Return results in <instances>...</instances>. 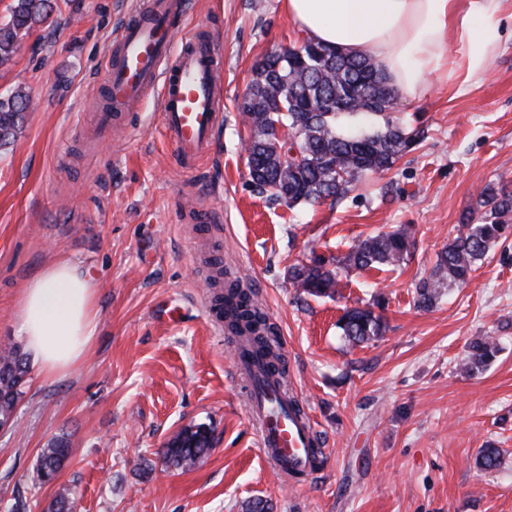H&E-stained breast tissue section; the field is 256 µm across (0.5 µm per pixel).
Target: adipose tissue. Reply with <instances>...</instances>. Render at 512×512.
Wrapping results in <instances>:
<instances>
[{
    "mask_svg": "<svg viewBox=\"0 0 512 512\" xmlns=\"http://www.w3.org/2000/svg\"><path fill=\"white\" fill-rule=\"evenodd\" d=\"M313 42L349 57L370 56L405 98L428 95L432 80L482 78L501 40L499 16L512 0H282ZM458 42L459 59L448 46ZM25 350L45 377L67 374L95 334V288L77 265L56 261L23 289Z\"/></svg>",
    "mask_w": 512,
    "mask_h": 512,
    "instance_id": "1",
    "label": "adipose tissue"
}]
</instances>
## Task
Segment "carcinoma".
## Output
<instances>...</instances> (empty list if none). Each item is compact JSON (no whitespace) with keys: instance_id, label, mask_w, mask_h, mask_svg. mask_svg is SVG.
I'll return each instance as SVG.
<instances>
[{"instance_id":"obj_1","label":"carcinoma","mask_w":512,"mask_h":512,"mask_svg":"<svg viewBox=\"0 0 512 512\" xmlns=\"http://www.w3.org/2000/svg\"><path fill=\"white\" fill-rule=\"evenodd\" d=\"M52 9V0H13L8 20L0 22V67L11 63L24 39ZM252 73L240 103L249 128L247 165L252 183L274 202L290 207L336 202L360 177L390 170L419 138V132H407L388 121L372 132L353 124L338 125L343 116L383 117L389 112L395 91L370 57H345L305 39L298 48L267 54ZM30 103L29 94L21 90L0 94V147L15 141ZM293 150L298 151L295 157L290 156ZM511 227L512 191L484 189L477 207L462 214L458 236L438 254L430 275L416 284V306L428 310L447 288L467 283L476 263ZM415 232L407 224L360 238L345 254L316 256L308 264L292 267L290 280L306 294L332 297L343 272L405 263ZM213 305L224 315L227 328L246 338L262 360L265 380L277 383L284 378L278 337L253 292L228 280L215 292ZM339 329L346 340L361 344L383 335L385 324L372 308L355 307L344 312ZM498 352V344L489 336L472 340L469 370H483ZM26 375L19 347L1 346L0 426L14 425ZM212 447L210 427L189 425L168 440L162 455L168 466L184 470L202 463ZM70 455L68 439L52 440L37 460L34 481L55 480ZM478 461L481 467L494 469L500 463V450L482 448Z\"/></svg>"}]
</instances>
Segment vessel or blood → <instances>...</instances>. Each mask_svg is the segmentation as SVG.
I'll return each instance as SVG.
<instances>
[{
  "label": "vessel or blood",
  "instance_id": "vessel-or-blood-1",
  "mask_svg": "<svg viewBox=\"0 0 512 512\" xmlns=\"http://www.w3.org/2000/svg\"><path fill=\"white\" fill-rule=\"evenodd\" d=\"M189 0H149L126 21L102 64L108 103L91 108L102 130L134 109L147 90H156L165 137L184 168L206 160L223 119L224 52L209 30L197 27L178 38L175 22L187 12ZM181 48H174V39ZM236 340L234 362L240 376L251 379L249 412L259 431L260 446L279 473L293 478L313 476L317 467L309 450L317 441L306 416L278 405L282 391L262 383L259 360L245 355Z\"/></svg>",
  "mask_w": 512,
  "mask_h": 512
}]
</instances>
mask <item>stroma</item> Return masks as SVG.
<instances>
[{
    "label": "stroma",
    "instance_id": "obj_1",
    "mask_svg": "<svg viewBox=\"0 0 512 512\" xmlns=\"http://www.w3.org/2000/svg\"><path fill=\"white\" fill-rule=\"evenodd\" d=\"M145 2L54 0L0 69V93L31 96L20 136L0 148V346L22 345L19 296L52 261L88 271L97 294L82 361L56 379L28 373L16 423L0 430V512L19 498L43 512L62 492L72 512H247L257 500L272 512H512V234L435 307L414 299L480 191L512 187V17L480 80L396 97L392 119L421 137L390 171L335 204L290 208L254 188L239 112L253 66L299 41L281 0H190L187 27L206 24L224 50L209 163L181 167L153 93L100 138L89 105L102 58ZM199 205L222 220L206 253L182 214ZM403 224L416 228L403 266L349 271L331 298L292 284V266ZM211 256L255 291L278 330L288 392L320 439L319 470L305 482L283 480L259 446L234 346L207 308ZM379 296L384 335L348 343L344 311ZM481 336L499 352L474 373L468 345ZM200 423L213 430L209 456L168 467L164 444ZM60 436L68 463L53 483H33L42 448ZM489 445L501 452L493 470L477 462Z\"/></svg>",
    "mask_w": 512,
    "mask_h": 512
}]
</instances>
